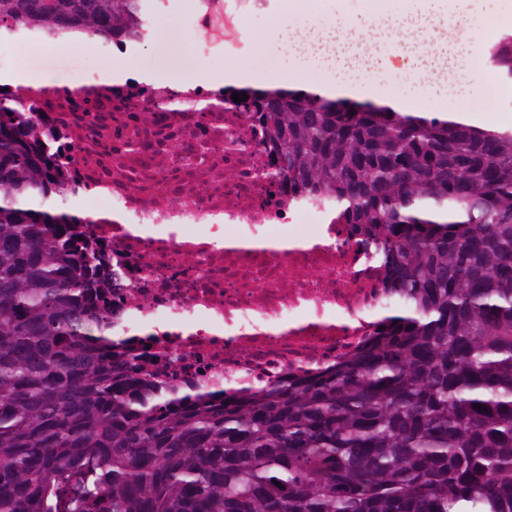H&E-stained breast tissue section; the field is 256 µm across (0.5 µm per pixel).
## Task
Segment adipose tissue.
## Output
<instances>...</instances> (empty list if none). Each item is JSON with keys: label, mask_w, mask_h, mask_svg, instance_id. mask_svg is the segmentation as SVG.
I'll list each match as a JSON object with an SVG mask.
<instances>
[{"label": "adipose tissue", "mask_w": 512, "mask_h": 512, "mask_svg": "<svg viewBox=\"0 0 512 512\" xmlns=\"http://www.w3.org/2000/svg\"><path fill=\"white\" fill-rule=\"evenodd\" d=\"M466 0H414L411 7L392 11L387 0H370V18L336 17L335 21L299 27L284 20L273 34L277 51L301 63L318 68L326 75L325 90L338 98L374 103L401 110L393 96L386 74L401 68L411 80L425 74L434 79L426 91L432 101L448 96L467 98L473 84L494 78V70L479 57L473 43L439 41L436 51L423 48L424 41L437 30L461 27L466 23ZM380 33L399 32L393 44L365 41L368 25ZM198 75L213 86H248L254 89L276 87L275 73L243 66L216 73L199 69Z\"/></svg>", "instance_id": "ef3b65f1"}]
</instances>
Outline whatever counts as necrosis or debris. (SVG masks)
<instances>
[{
  "label": "necrosis or debris",
  "mask_w": 512,
  "mask_h": 512,
  "mask_svg": "<svg viewBox=\"0 0 512 512\" xmlns=\"http://www.w3.org/2000/svg\"><path fill=\"white\" fill-rule=\"evenodd\" d=\"M47 67L53 83L8 92L66 122L56 164L74 199L118 214L85 230L124 266L115 300L151 370L277 382L334 364L371 333L383 303L372 247L352 245L329 210L288 196L270 175L260 123L225 108L223 90L173 79L131 99L125 86L91 83L75 59ZM305 214L320 221L316 244L285 247ZM233 228L244 246L224 247Z\"/></svg>",
  "instance_id": "1"
}]
</instances>
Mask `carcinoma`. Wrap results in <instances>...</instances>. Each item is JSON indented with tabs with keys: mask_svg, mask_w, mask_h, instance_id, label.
Here are the masks:
<instances>
[{
	"mask_svg": "<svg viewBox=\"0 0 512 512\" xmlns=\"http://www.w3.org/2000/svg\"><path fill=\"white\" fill-rule=\"evenodd\" d=\"M154 2L0 0V35L134 47ZM490 63L512 82L511 36ZM224 104L292 197L380 242L385 329L246 395L155 380L111 258L47 208L53 129L0 98V512H512V132L284 88Z\"/></svg>",
	"mask_w": 512,
	"mask_h": 512,
	"instance_id": "carcinoma-1",
	"label": "carcinoma"
}]
</instances>
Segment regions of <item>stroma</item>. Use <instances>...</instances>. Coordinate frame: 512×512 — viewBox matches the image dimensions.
<instances>
[{
    "mask_svg": "<svg viewBox=\"0 0 512 512\" xmlns=\"http://www.w3.org/2000/svg\"><path fill=\"white\" fill-rule=\"evenodd\" d=\"M289 0H274L272 8L250 21L252 43L239 55L230 57L224 53V44L230 34L223 12H215L209 28L193 27L191 17L198 9L196 0H164L156 12L154 22L156 38L152 43L137 47L123 54V62L140 70L156 74L159 79L172 76H193L197 64H204L213 71L223 70L234 64L261 68L278 74L281 84H288L292 71H301L305 82L317 86L325 76L319 69L284 62L267 48L269 35L278 28L285 17L303 22V15H289ZM512 10V0H470L464 28L455 33L456 39L475 42L480 55H487L491 45L501 34L512 35V25L503 33H486V19L494 12ZM466 108L485 112L484 126L488 129L512 131V83L498 79L490 85H479L464 99L450 97L439 103L442 112H455Z\"/></svg>",
    "mask_w": 512,
    "mask_h": 512,
    "instance_id": "stroma-1",
    "label": "stroma"
}]
</instances>
